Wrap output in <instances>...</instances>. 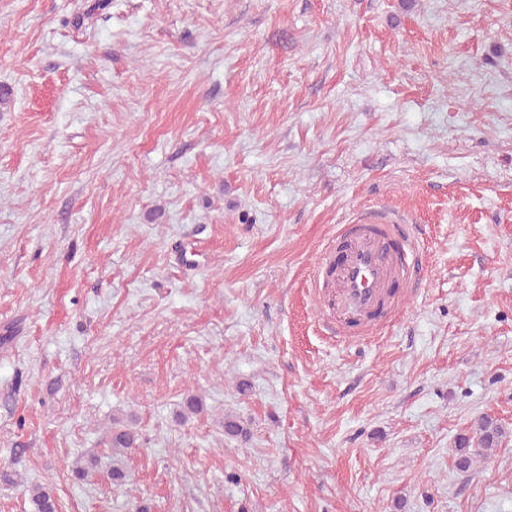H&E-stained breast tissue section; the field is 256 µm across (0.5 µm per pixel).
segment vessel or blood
<instances>
[{"instance_id":"b4317fda","label":"vessel or blood","mask_w":512,"mask_h":512,"mask_svg":"<svg viewBox=\"0 0 512 512\" xmlns=\"http://www.w3.org/2000/svg\"><path fill=\"white\" fill-rule=\"evenodd\" d=\"M399 224L393 213L371 210L341 226L336 241L344 247V259L319 294L320 311L334 335L368 331L381 296L396 277L418 279V243L406 239Z\"/></svg>"}]
</instances>
